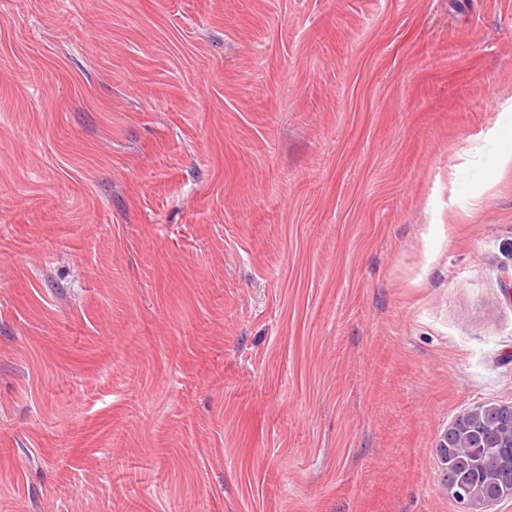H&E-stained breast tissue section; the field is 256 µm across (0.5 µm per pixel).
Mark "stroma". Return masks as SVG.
<instances>
[{"label": "stroma", "instance_id": "35a3bbf8", "mask_svg": "<svg viewBox=\"0 0 512 512\" xmlns=\"http://www.w3.org/2000/svg\"><path fill=\"white\" fill-rule=\"evenodd\" d=\"M508 97L512 0H0V512H459ZM499 108L500 122L488 131L486 141L507 144L495 156L497 164L505 168L512 165V97L499 104Z\"/></svg>", "mask_w": 512, "mask_h": 512}]
</instances>
